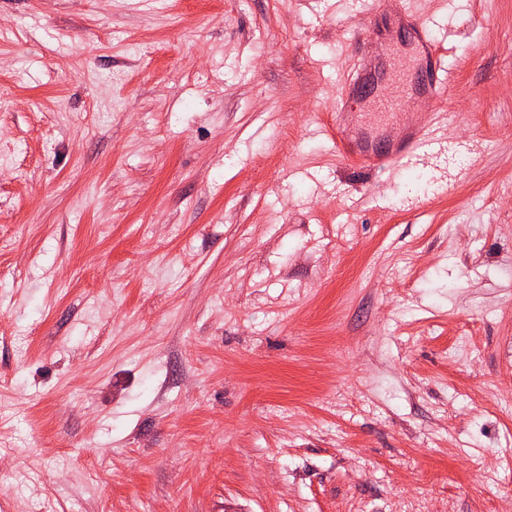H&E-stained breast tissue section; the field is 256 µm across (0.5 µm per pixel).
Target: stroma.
I'll list each match as a JSON object with an SVG mask.
<instances>
[{"mask_svg": "<svg viewBox=\"0 0 512 512\" xmlns=\"http://www.w3.org/2000/svg\"><path fill=\"white\" fill-rule=\"evenodd\" d=\"M459 151L332 150L362 0H0V512H512V0Z\"/></svg>", "mask_w": 512, "mask_h": 512, "instance_id": "obj_1", "label": "stroma"}]
</instances>
